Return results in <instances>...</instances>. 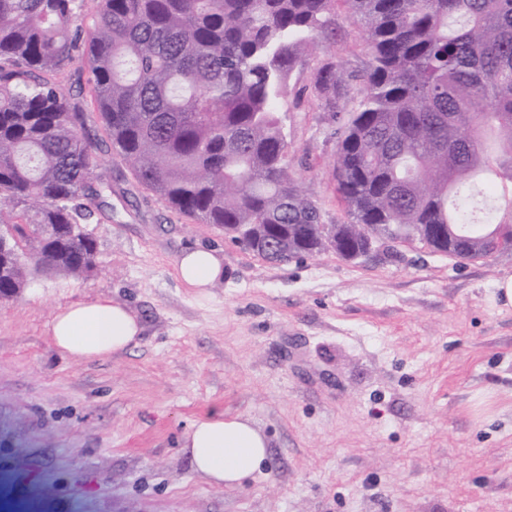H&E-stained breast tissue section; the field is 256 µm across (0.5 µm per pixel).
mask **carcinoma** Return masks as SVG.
<instances>
[{
	"mask_svg": "<svg viewBox=\"0 0 512 512\" xmlns=\"http://www.w3.org/2000/svg\"><path fill=\"white\" fill-rule=\"evenodd\" d=\"M361 29L359 76L336 61L294 91L296 67L336 34ZM88 68L107 136L58 79ZM293 102H288V98ZM330 113L336 192L349 221L329 236L291 176L290 107ZM112 149L168 207L224 231L262 227L276 264L331 249L353 259L374 230L458 260L512 254V0H0V296L32 274L82 275L83 229L112 184Z\"/></svg>",
	"mask_w": 512,
	"mask_h": 512,
	"instance_id": "cac0c4a2",
	"label": "carcinoma"
}]
</instances>
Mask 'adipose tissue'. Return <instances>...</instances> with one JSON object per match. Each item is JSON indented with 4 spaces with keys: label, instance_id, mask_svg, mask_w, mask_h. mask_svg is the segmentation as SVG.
<instances>
[{
    "label": "adipose tissue",
    "instance_id": "adipose-tissue-1",
    "mask_svg": "<svg viewBox=\"0 0 512 512\" xmlns=\"http://www.w3.org/2000/svg\"><path fill=\"white\" fill-rule=\"evenodd\" d=\"M176 272L187 287L205 289L223 279L224 259L213 250H190L178 257ZM141 332L130 310L108 299L73 303L48 326L57 351L82 360L125 351L138 344ZM182 447L196 474L216 485L236 486L258 471L269 443L249 419L213 411L191 424Z\"/></svg>",
    "mask_w": 512,
    "mask_h": 512
}]
</instances>
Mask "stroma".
<instances>
[{
	"mask_svg": "<svg viewBox=\"0 0 512 512\" xmlns=\"http://www.w3.org/2000/svg\"><path fill=\"white\" fill-rule=\"evenodd\" d=\"M335 19L293 86L332 58L366 68L360 30ZM331 129L315 102L288 114L291 172L342 224ZM96 173L112 210L86 226L94 268L0 298V512H512V307L496 297L512 255L460 262L397 242L273 265L172 211L112 152ZM198 247L224 257L204 297L175 269ZM101 298L138 319L139 343L102 360L57 352L55 314ZM214 410L269 443L237 486L196 475L181 447Z\"/></svg>",
	"mask_w": 512,
	"mask_h": 512,
	"instance_id": "1",
	"label": "stroma"
}]
</instances>
